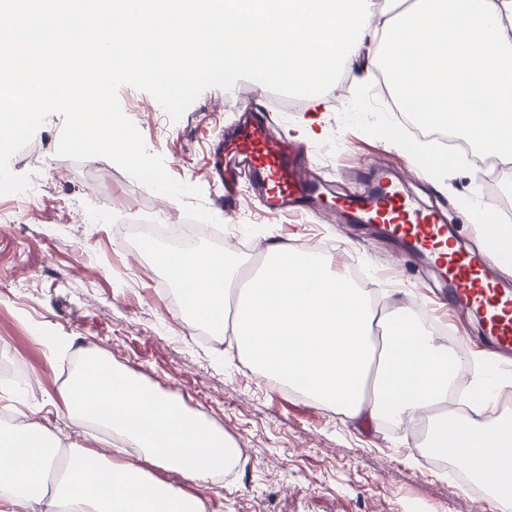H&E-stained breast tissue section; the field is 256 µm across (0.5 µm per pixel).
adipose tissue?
I'll use <instances>...</instances> for the list:
<instances>
[{
	"mask_svg": "<svg viewBox=\"0 0 512 512\" xmlns=\"http://www.w3.org/2000/svg\"><path fill=\"white\" fill-rule=\"evenodd\" d=\"M175 287L189 286V317L216 334H233L238 352L261 375L351 418L402 422L428 415L435 453L473 464L497 512H512V419L477 415L495 392L473 397V417L448 407L453 349L430 325L395 306L378 316L347 274L313 247L275 243L238 296L229 285L245 264L233 253L152 248ZM381 331V348L370 334ZM59 424L35 430L19 422L0 430V512L23 501L37 512H204L200 496L157 480L173 470L197 484L223 473L236 453L223 433L187 413L179 399L85 356L56 406ZM92 416L133 444L137 460L71 453L64 481L47 488L44 474L68 422Z\"/></svg>",
	"mask_w": 512,
	"mask_h": 512,
	"instance_id": "obj_1",
	"label": "adipose tissue"
}]
</instances>
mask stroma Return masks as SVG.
Wrapping results in <instances>:
<instances>
[{"instance_id":"obj_1","label":"stroma","mask_w":512,"mask_h":512,"mask_svg":"<svg viewBox=\"0 0 512 512\" xmlns=\"http://www.w3.org/2000/svg\"><path fill=\"white\" fill-rule=\"evenodd\" d=\"M372 68L370 57L360 56L329 91L293 110L287 97L245 79L229 89L207 88L176 120L148 92L124 85L118 98L147 151L161 155L176 180L193 179L203 205L235 226L236 251L249 263L262 260L274 242L322 244L361 271L378 307L393 301L415 311L416 295L433 286L435 275L376 226L342 223L318 208L279 220L244 182L225 189L205 174L221 132L241 112H261L274 133L311 151L312 177L336 193L360 190L362 172L389 171L421 208L443 215L462 245L485 251L475 218L491 194L512 202V175L491 186L469 162L457 160L442 179L419 177L422 154L436 148L390 146L402 132L378 103ZM62 126L61 115L49 116L9 162L12 173L40 181L38 196L28 202L0 194V211L13 216L0 222V357H15L31 378L22 388L0 378V390L18 395L15 412L37 429L56 423L52 403L75 359L50 354L33 337L42 330L72 337L76 347L178 397L223 431L237 462L206 486L155 472L201 496L206 512H490L487 483L464 475L459 462L440 465L415 445L408 426L344 419L258 378L232 336L218 345L189 337L155 269L128 279L131 243L122 230L139 219L181 222L182 203L154 193L106 158L59 156Z\"/></svg>"}]
</instances>
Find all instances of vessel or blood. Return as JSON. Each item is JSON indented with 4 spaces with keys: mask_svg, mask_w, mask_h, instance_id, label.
Here are the masks:
<instances>
[{
    "mask_svg": "<svg viewBox=\"0 0 512 512\" xmlns=\"http://www.w3.org/2000/svg\"><path fill=\"white\" fill-rule=\"evenodd\" d=\"M228 150L239 157L271 215L284 216L289 209L313 201L315 189L305 176L306 157L274 139L268 124L244 126ZM375 180L370 197L343 198L337 210L357 221L378 224L409 253L428 258L448 283L449 306L470 310L479 318L491 346L511 354L512 287L500 282L495 263L451 249L448 226L438 213L419 210L386 176L376 175Z\"/></svg>",
    "mask_w": 512,
    "mask_h": 512,
    "instance_id": "vessel-or-blood-1",
    "label": "vessel or blood"
}]
</instances>
